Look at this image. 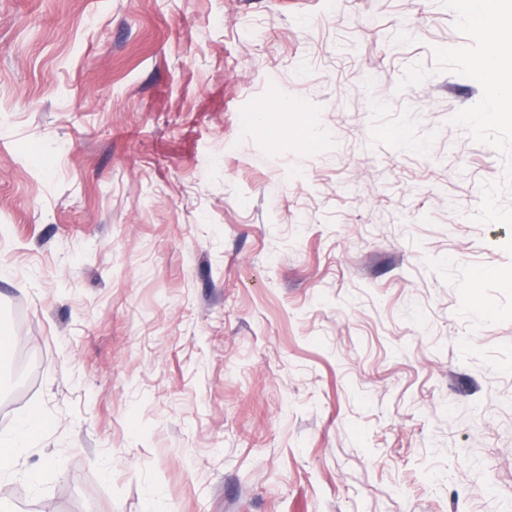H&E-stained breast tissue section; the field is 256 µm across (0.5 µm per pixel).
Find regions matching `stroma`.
<instances>
[{
  "label": "stroma",
  "instance_id": "35a3bbf8",
  "mask_svg": "<svg viewBox=\"0 0 512 512\" xmlns=\"http://www.w3.org/2000/svg\"><path fill=\"white\" fill-rule=\"evenodd\" d=\"M488 47L457 0H0V438L46 422L0 512H512Z\"/></svg>",
  "mask_w": 512,
  "mask_h": 512
}]
</instances>
